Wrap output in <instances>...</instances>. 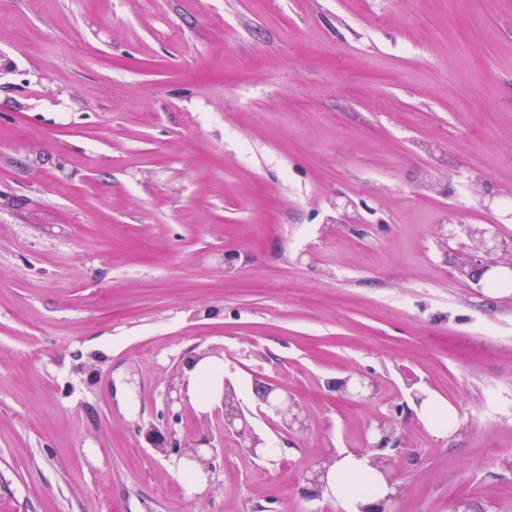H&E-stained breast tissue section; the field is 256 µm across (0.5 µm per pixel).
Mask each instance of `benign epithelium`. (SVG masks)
Masks as SVG:
<instances>
[{
  "mask_svg": "<svg viewBox=\"0 0 512 512\" xmlns=\"http://www.w3.org/2000/svg\"><path fill=\"white\" fill-rule=\"evenodd\" d=\"M501 221L496 220L484 228L469 232L471 240L470 254L460 266V273L478 285L484 279L512 278V252L508 250L499 232ZM373 382L362 375H349L334 381L331 389L336 392V398L348 402L367 400L368 391ZM260 404L264 407L263 416L273 414L278 419L280 427L288 432H300L305 429V421L301 417L296 395L287 387L277 383H261L255 386ZM187 400L184 383L168 385L164 396L163 417L166 419L168 438L162 443V448L170 449L172 453L186 457L197 462L203 472L215 470L214 458L210 457L208 448H191L189 444L176 438L174 425L181 419L177 407ZM224 409V434L232 437L238 447L255 459H264L267 455L265 441L255 432L247 415L237 403L222 398ZM401 440L397 437V422L392 418L380 419V425L373 430V442L370 451L375 453L372 463L380 470L393 492L381 501L369 505L361 512H393L392 505L401 494V486L397 483V476L392 470L393 457L386 450H398ZM333 461L332 454L321 457L314 466L306 470L305 485L302 491L308 497L315 499L323 497V484L321 476L326 466Z\"/></svg>",
  "mask_w": 512,
  "mask_h": 512,
  "instance_id": "1",
  "label": "benign epithelium"
}]
</instances>
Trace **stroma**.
<instances>
[{"label": "stroma", "instance_id": "obj_1", "mask_svg": "<svg viewBox=\"0 0 512 512\" xmlns=\"http://www.w3.org/2000/svg\"><path fill=\"white\" fill-rule=\"evenodd\" d=\"M475 182L512 194V0H0V512H334L306 468L420 387L458 431L401 416L396 512H512V294L447 221L489 222ZM197 354L295 393L275 462L193 407L215 473L155 446ZM373 382L362 375H349L343 379H337L331 385L336 392V397L348 402L368 400L371 394L367 392L373 387ZM420 416L427 421L430 429L434 431L436 434L444 437L449 438L450 435L454 434L457 431L458 428V422L456 418V414L450 406H448V403L444 400H441L437 397L429 396L427 400H425L421 408L419 409ZM448 414L453 416V426L448 429V425L444 423H439L436 420L437 415H442L445 418L443 419V422H446V417H448ZM430 418L434 419V424L436 427H434L431 423Z\"/></svg>", "mask_w": 512, "mask_h": 512}]
</instances>
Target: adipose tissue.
<instances>
[{"mask_svg": "<svg viewBox=\"0 0 512 512\" xmlns=\"http://www.w3.org/2000/svg\"><path fill=\"white\" fill-rule=\"evenodd\" d=\"M184 377L192 404L206 408L221 394L224 382V361L206 357L185 366ZM324 498L334 512H358L365 505L384 497L388 488L381 473L368 464L366 452L337 450L336 463L324 476Z\"/></svg>", "mask_w": 512, "mask_h": 512, "instance_id": "ef3b65f1", "label": "adipose tissue"}]
</instances>
